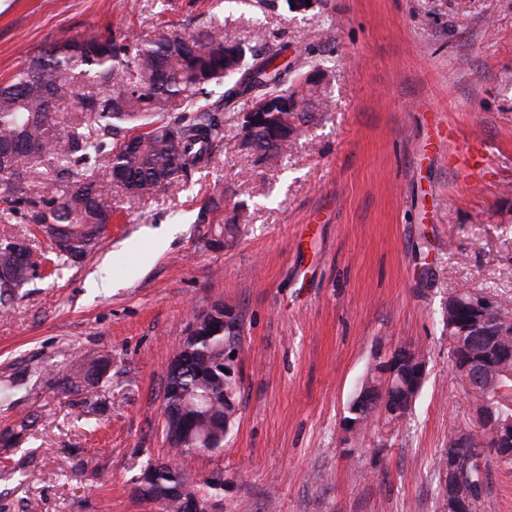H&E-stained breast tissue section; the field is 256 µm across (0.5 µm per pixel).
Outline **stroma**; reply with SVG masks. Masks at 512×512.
Listing matches in <instances>:
<instances>
[{
    "instance_id": "35a3bbf8",
    "label": "stroma",
    "mask_w": 512,
    "mask_h": 512,
    "mask_svg": "<svg viewBox=\"0 0 512 512\" xmlns=\"http://www.w3.org/2000/svg\"><path fill=\"white\" fill-rule=\"evenodd\" d=\"M211 22L278 52L298 133L260 157L240 126L254 99H237L207 168L148 199L111 187L99 246L0 308V512H162L134 480L168 455L165 369L219 300L241 323L239 410L221 452L176 463L223 470L220 512H448L436 462L475 421L445 304L467 290L512 308V0H5L0 82L65 31L131 44ZM475 140L484 169H449ZM86 168L39 167L26 199L0 200V250H49L28 201ZM404 342L426 359L412 412L385 443L347 442L367 364ZM100 356L97 387L64 390ZM478 512H512V469L490 463Z\"/></svg>"
}]
</instances>
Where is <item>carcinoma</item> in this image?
Returning <instances> with one entry per match:
<instances>
[{
  "instance_id": "cac0c4a2",
  "label": "carcinoma",
  "mask_w": 512,
  "mask_h": 512,
  "mask_svg": "<svg viewBox=\"0 0 512 512\" xmlns=\"http://www.w3.org/2000/svg\"><path fill=\"white\" fill-rule=\"evenodd\" d=\"M224 91L212 99L209 87ZM256 93L251 112H283L294 116L296 101L288 93V67L277 63L276 54L253 62L246 60L245 47L224 39L223 29L207 24L192 33L162 36L135 45L122 44L94 31L82 36L63 35L30 60L11 79L0 83V168L14 170L0 180L4 198L23 195L33 168L50 156L68 165L89 158L107 159L112 183L136 197L151 196L167 185L211 163L214 151L224 141V110L234 99ZM67 98L74 109L91 120L85 129H58V112ZM250 112L241 118L245 138H253L251 149L266 156L277 153L288 142L262 130L249 131ZM34 142L27 151L18 144ZM35 224H51L46 234L57 241L52 251L28 256L42 265L45 276H53L66 263L84 256L112 223L109 192L91 174H80L57 194L43 196L33 212ZM18 274H0V305L8 306V289L16 287ZM449 350L455 367L464 359L473 362V375L480 384L470 391L481 433L466 428L451 431L448 451L438 462L439 475L448 472V458L459 460L456 484L471 495V508L482 498L487 474L471 463L479 448H493L500 465L512 468V437L496 435L492 421L512 420V311L495 301L489 336L460 335L461 325L471 315V294L448 296L446 309ZM197 334L187 345L189 365L175 378L182 396L176 398L177 420L166 422L172 429L170 450L178 456L199 448L212 452L224 447V437L238 411L236 377L212 369L224 346L234 340L224 330V314L201 310ZM421 351L406 343L384 359L374 358L359 382L347 410L346 431L353 439L366 437L383 444L389 431L399 426L415 403L424 379L416 362ZM95 368L69 374L70 388L79 390L95 383ZM165 496L167 512H185L179 489L198 490L204 485L224 489V473L199 480L183 467L164 458L148 459L135 479L141 486Z\"/></svg>"
}]
</instances>
